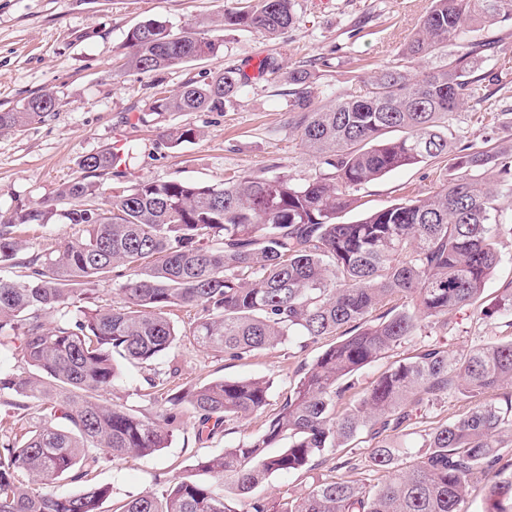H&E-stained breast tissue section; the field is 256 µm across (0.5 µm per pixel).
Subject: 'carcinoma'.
Wrapping results in <instances>:
<instances>
[{
    "instance_id": "cac0c4a2",
    "label": "carcinoma",
    "mask_w": 512,
    "mask_h": 512,
    "mask_svg": "<svg viewBox=\"0 0 512 512\" xmlns=\"http://www.w3.org/2000/svg\"><path fill=\"white\" fill-rule=\"evenodd\" d=\"M430 2L397 58L367 80L348 77L323 103L313 102L309 83L331 59L288 71L292 128L319 172L128 185L123 158L108 147L83 157L82 175L60 185L62 209L38 203L0 223V267L28 250L18 227L54 216L79 227L23 261L24 282L0 278V349L31 367H0V402L31 399L41 413L28 430L0 420V512H100L111 490L91 475L102 460L168 447L187 407L202 440L269 404V381L220 378L160 392V411L138 416L99 399L121 376L116 357L150 366L188 344L237 359L287 341L303 351L330 337L262 433L197 467L231 478L246 512H267L251 499L259 484L308 470L362 437L373 442L369 471H390L389 480L366 486L335 477L285 500L280 512H468L478 484L487 490L485 512H512V459L501 454L512 447V341L458 356L429 345L390 364L352 408L336 413L357 372L425 324L444 326L449 313L479 302L502 261L496 228L502 200L512 197V145L464 144L451 121L484 83L503 84L501 72L486 67L500 40L469 34L511 19L512 0ZM294 6L257 0L225 9L220 25L276 36L296 23ZM127 48L125 72L147 75L212 56L220 44L203 28L174 34L149 18L129 30ZM249 84L242 69H219L160 94L152 111L222 112ZM57 105L53 93L39 94L19 111L0 112V128L39 121ZM200 137L194 128L168 133L173 147ZM432 161L444 170L432 194L343 221L360 186ZM104 188L107 201L98 205ZM112 276L121 279L118 301L82 305ZM175 308L195 317L181 327L170 318ZM450 393L466 410L424 430L416 462L401 466L398 439ZM282 440L288 444L273 451ZM64 480L82 489L57 492ZM119 512L241 510L212 484L179 476Z\"/></svg>"
}]
</instances>
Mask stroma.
Here are the masks:
<instances>
[{"instance_id": "stroma-1", "label": "stroma", "mask_w": 512, "mask_h": 512, "mask_svg": "<svg viewBox=\"0 0 512 512\" xmlns=\"http://www.w3.org/2000/svg\"><path fill=\"white\" fill-rule=\"evenodd\" d=\"M429 0H295L297 21L277 38L263 31H228L217 56L190 62L156 75H125L126 35L142 20L153 18L172 32L220 19L236 0H0V112H12L29 98L53 90L58 105L45 119L25 127L0 130V213L54 199L61 183L79 176V160L101 148L120 150L126 160V183L184 179L220 184L232 175L288 170L295 176L314 173L317 163L305 154L289 126L284 108L288 84L284 79L256 78L251 88L221 112H155L157 90L176 92L188 80H200L219 68L251 65L254 58H274L288 69L328 56L333 67L317 72L315 92L328 95L348 71L368 76L395 58L421 22ZM204 130L203 138L170 146L174 128ZM456 134L477 146L512 144V114L495 122L477 121L463 107L453 121ZM439 163L398 169L366 184L356 193L358 206L347 221L382 209L401 198L436 190ZM499 240L502 261L488 280L479 305L454 311L447 327H425L392 354L399 360L421 346L441 343L450 353L489 340H512V319L483 317L504 288L512 284V216L503 215ZM320 345L299 351L296 345L231 360L193 347L175 350L159 367L122 363L115 395L135 414L158 409L150 399L146 378L154 370L177 366L179 385L190 387L217 378L261 377L272 388L266 408L250 418L201 441L197 420L186 416L169 447L142 458L103 463L99 484L112 495L102 512H113L121 501L157 491L163 479L190 475L211 482L196 470L197 460L217 454L260 434L298 379L302 364L320 352ZM368 443L327 453L314 469L275 474L252 493L269 512L286 498H296L316 483L335 477L338 463L356 465L351 476L369 479Z\"/></svg>"}]
</instances>
